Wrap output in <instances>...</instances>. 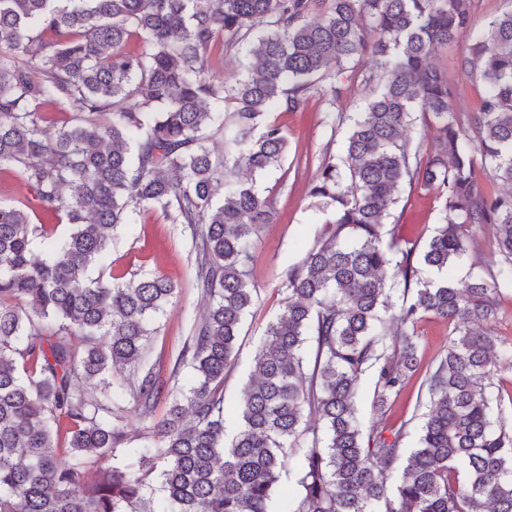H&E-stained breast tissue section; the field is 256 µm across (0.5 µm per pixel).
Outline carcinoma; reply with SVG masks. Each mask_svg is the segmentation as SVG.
Segmentation results:
<instances>
[{
	"mask_svg": "<svg viewBox=\"0 0 512 512\" xmlns=\"http://www.w3.org/2000/svg\"><path fill=\"white\" fill-rule=\"evenodd\" d=\"M462 37L472 48L459 72L482 83L467 129L430 63ZM232 50L244 74L217 83L212 54ZM365 54L384 84L338 115L344 156L311 188L333 207L330 231L288 272L229 436L224 379L256 292L255 238L275 221L257 178L288 151L266 115L305 110L313 89L340 96ZM53 106L70 118L49 125ZM417 112L436 141L413 152ZM3 170L28 195L0 204V512H273L289 449L288 512H512V431L494 409L512 395L493 382L512 367V342L494 334L500 281L512 283V8L479 25L472 0H0ZM417 183L443 199L420 252L382 233ZM141 208L190 229L208 300L179 355L194 379L178 394L145 364L174 284L88 277ZM37 211L71 229L44 259L33 245L52 234ZM484 224L495 226L485 249ZM465 258L461 286L422 277ZM428 315L448 322V346L422 374L428 411L408 453L386 412L419 373ZM124 395L144 418L170 405L152 444L121 458ZM374 381L372 376L366 375L361 379L359 395L356 400L357 412L365 427L373 421V399Z\"/></svg>",
	"mask_w": 512,
	"mask_h": 512,
	"instance_id": "cac0c4a2",
	"label": "carcinoma"
}]
</instances>
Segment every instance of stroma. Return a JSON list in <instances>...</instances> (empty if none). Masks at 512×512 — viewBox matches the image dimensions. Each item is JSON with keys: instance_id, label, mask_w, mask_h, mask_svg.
<instances>
[{"instance_id": "1", "label": "stroma", "mask_w": 512, "mask_h": 512, "mask_svg": "<svg viewBox=\"0 0 512 512\" xmlns=\"http://www.w3.org/2000/svg\"><path fill=\"white\" fill-rule=\"evenodd\" d=\"M471 41L459 39L436 48L432 62L447 73L452 86V107L467 112L477 104L481 84L457 71L459 58L470 52ZM382 74L370 57L359 59L349 72L345 92L336 101L322 94L313 95L302 112H275L271 118L282 125L288 136V155L281 169L261 178L257 184L264 195L273 199L276 221L261 230L250 265V280L257 290L255 303L247 314L224 380V425L227 433L237 428V406L241 390L253 370L254 357L267 324L278 314L286 295L283 284L289 269L298 265L324 231L328 217L318 198L311 195L312 184L323 163L342 155L349 134L347 125L333 124L338 112L361 108L368 87H379ZM441 200L435 189L416 185L403 188L399 202L386 220L387 229L417 246H424L439 222ZM112 276H132L159 272L176 287L171 305L158 322V332L151 339L149 362L175 386L190 382V370L176 366V358L190 332L196 316L203 313L206 302L194 285V243L189 230L170 223L160 211L137 212L133 223L121 226L109 250ZM422 350V367L435 365L448 343L446 321L429 315L417 325ZM418 380L410 383L396 397L387 411L388 424L405 425L406 448H414L422 410L418 408Z\"/></svg>"}]
</instances>
